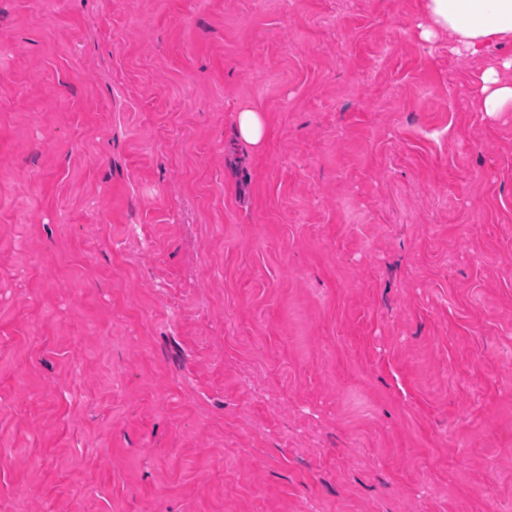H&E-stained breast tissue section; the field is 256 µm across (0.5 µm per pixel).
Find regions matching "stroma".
<instances>
[{"mask_svg": "<svg viewBox=\"0 0 512 512\" xmlns=\"http://www.w3.org/2000/svg\"><path fill=\"white\" fill-rule=\"evenodd\" d=\"M421 20L0 0V512H512V44ZM509 68H512V58L489 62L479 73L481 112H512V82L500 77V71ZM237 134L241 140L253 146L263 144L267 132L265 112L255 106H244L237 111Z\"/></svg>", "mask_w": 512, "mask_h": 512, "instance_id": "35a3bbf8", "label": "stroma"}]
</instances>
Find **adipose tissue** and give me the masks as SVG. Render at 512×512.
Masks as SVG:
<instances>
[{
    "label": "adipose tissue",
    "instance_id": "ef3b65f1",
    "mask_svg": "<svg viewBox=\"0 0 512 512\" xmlns=\"http://www.w3.org/2000/svg\"><path fill=\"white\" fill-rule=\"evenodd\" d=\"M422 39L452 38L456 52L482 54L492 43L512 44V0H423ZM512 68V58L489 62L477 77L480 107L492 114L512 112V82L500 72Z\"/></svg>",
    "mask_w": 512,
    "mask_h": 512
}]
</instances>
